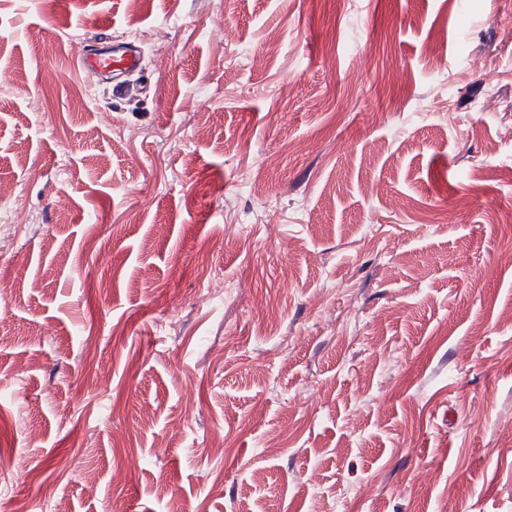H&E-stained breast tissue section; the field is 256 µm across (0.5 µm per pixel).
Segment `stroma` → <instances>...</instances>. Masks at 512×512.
Listing matches in <instances>:
<instances>
[{"mask_svg":"<svg viewBox=\"0 0 512 512\" xmlns=\"http://www.w3.org/2000/svg\"><path fill=\"white\" fill-rule=\"evenodd\" d=\"M510 211L512 0H0V512H512ZM132 44L116 45L99 53H91L86 47L77 61L88 77L111 76L117 72L135 69L139 65V56Z\"/></svg>","mask_w":512,"mask_h":512,"instance_id":"35a3bbf8","label":"stroma"}]
</instances>
